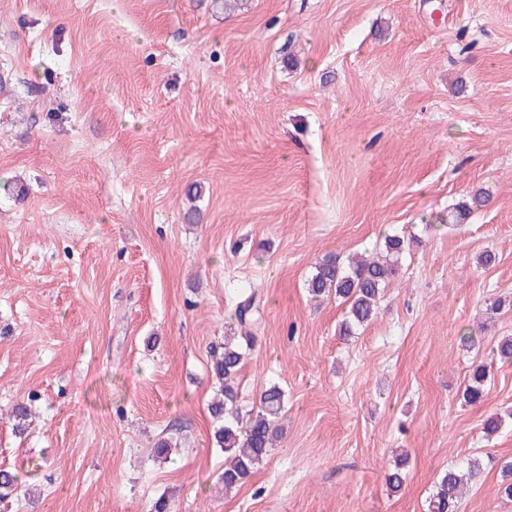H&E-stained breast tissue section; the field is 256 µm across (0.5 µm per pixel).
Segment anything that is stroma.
<instances>
[{
  "mask_svg": "<svg viewBox=\"0 0 512 512\" xmlns=\"http://www.w3.org/2000/svg\"><path fill=\"white\" fill-rule=\"evenodd\" d=\"M4 183L0 469L32 494L0 512H424L473 456L493 462L461 512H512V421L482 433L512 411V364L484 403L461 399L512 312L459 342L512 296V0H0ZM479 189L489 205L450 223ZM386 232L419 240L378 317L341 337L343 306L305 282ZM250 293L240 409L275 382L286 414L228 494L209 351Z\"/></svg>",
  "mask_w": 512,
  "mask_h": 512,
  "instance_id": "stroma-1",
  "label": "stroma"
}]
</instances>
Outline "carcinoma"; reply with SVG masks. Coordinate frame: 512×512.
Here are the masks:
<instances>
[{"label":"carcinoma","mask_w":512,"mask_h":512,"mask_svg":"<svg viewBox=\"0 0 512 512\" xmlns=\"http://www.w3.org/2000/svg\"><path fill=\"white\" fill-rule=\"evenodd\" d=\"M488 199L480 192L458 204L452 220L462 223L475 210L484 207ZM407 240L399 234L384 235L383 248L372 253H360L342 261L337 256L316 264L307 279L306 288L311 299L323 301L336 298L346 305V316L339 325V334L352 336L376 317L388 283L397 273L399 260L406 250ZM233 319L241 328V335L226 336L224 342L210 348L212 374L218 384L209 411L216 423L214 441L224 452V489L232 490L250 478L269 456L278 437V422L284 411L285 394L277 384L266 387L259 396L256 410L244 417L239 412V392L235 384L247 350L254 336L252 328L261 320L256 294L239 300ZM512 363V337L500 338L488 360L474 361L469 366L468 379L461 399L469 405L484 401L488 394L491 373L496 363ZM408 455L399 454L386 475L391 492L398 493L406 481ZM482 462L470 458L463 466H450L434 485L427 501V512H459L464 489L474 482L482 471ZM18 479L13 473L0 470V500L17 492Z\"/></svg>","instance_id":"cac0c4a2"}]
</instances>
